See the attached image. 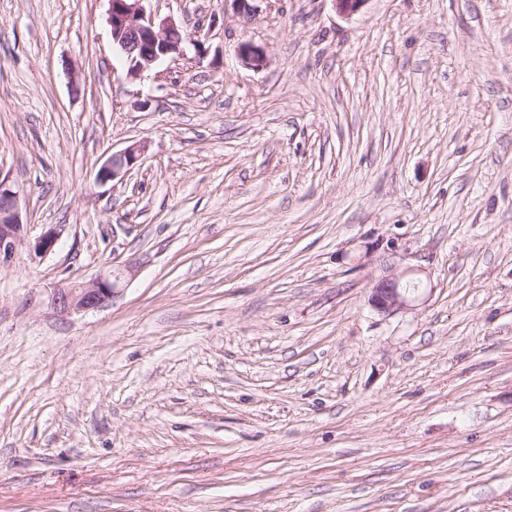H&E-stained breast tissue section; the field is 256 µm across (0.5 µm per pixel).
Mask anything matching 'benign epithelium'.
Here are the masks:
<instances>
[{
  "label": "benign epithelium",
  "mask_w": 512,
  "mask_h": 512,
  "mask_svg": "<svg viewBox=\"0 0 512 512\" xmlns=\"http://www.w3.org/2000/svg\"><path fill=\"white\" fill-rule=\"evenodd\" d=\"M147 0H109L108 24L112 42L127 65V78L137 81L167 59L174 60L187 54L193 47V61L200 62L208 54V48L199 39L188 36L171 17H159L145 7ZM338 14L352 16L358 13L368 0H332ZM241 65L258 70L266 63V50L252 41H241L235 47ZM145 146L131 144L112 154L99 168L97 179L106 182L125 177L137 164ZM27 237V225L23 224L17 195L0 179V267H8L17 256L19 246ZM57 241V233L48 230L33 245L38 256L50 253ZM129 265L112 264L99 272L92 280L79 285L53 289L52 305L62 314L97 310L114 301L126 277L131 273ZM423 269L408 266L397 269L393 265L384 268L374 280L370 294L372 308L391 316L415 306L426 290L422 279Z\"/></svg>",
  "instance_id": "1"
}]
</instances>
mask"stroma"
Segmentation results:
<instances>
[{
    "instance_id": "1",
    "label": "stroma",
    "mask_w": 512,
    "mask_h": 512,
    "mask_svg": "<svg viewBox=\"0 0 512 512\" xmlns=\"http://www.w3.org/2000/svg\"><path fill=\"white\" fill-rule=\"evenodd\" d=\"M256 6L152 0L209 53L133 83L108 0H0V178L59 234L0 268V512H512V0ZM390 243L430 290L384 317ZM235 54L241 65L258 70L266 63V50L252 41H241L235 47ZM144 150V145L131 144L118 153H112L99 168L97 179L106 182L125 177L135 167ZM130 265H112L99 272L88 283L57 287L53 289L52 305L62 314L97 310L114 301L126 277L131 273Z\"/></svg>"
}]
</instances>
